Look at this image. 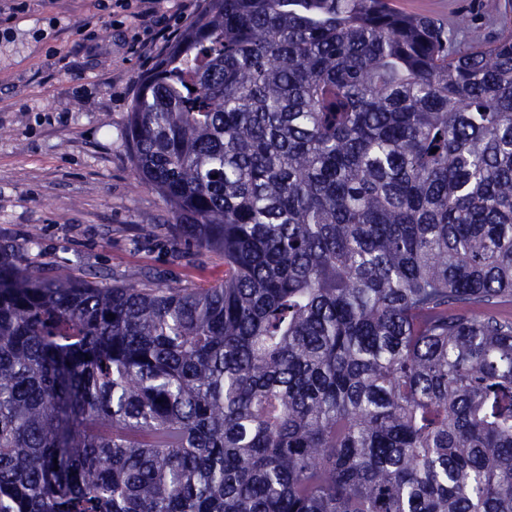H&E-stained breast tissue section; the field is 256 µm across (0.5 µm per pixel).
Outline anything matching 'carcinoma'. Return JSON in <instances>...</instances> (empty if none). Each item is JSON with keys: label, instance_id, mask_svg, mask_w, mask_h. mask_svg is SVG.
Returning <instances> with one entry per match:
<instances>
[{"label": "carcinoma", "instance_id": "obj_1", "mask_svg": "<svg viewBox=\"0 0 512 512\" xmlns=\"http://www.w3.org/2000/svg\"><path fill=\"white\" fill-rule=\"evenodd\" d=\"M205 2L125 140L224 279L0 245V512H512V31Z\"/></svg>", "mask_w": 512, "mask_h": 512}]
</instances>
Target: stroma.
<instances>
[{
	"label": "stroma",
	"mask_w": 512,
	"mask_h": 512,
	"mask_svg": "<svg viewBox=\"0 0 512 512\" xmlns=\"http://www.w3.org/2000/svg\"><path fill=\"white\" fill-rule=\"evenodd\" d=\"M451 19L470 10L481 37L512 0H394ZM204 0H0V244L29 263L114 281L148 270L178 286L222 280L212 254L177 256L159 195L134 177L124 139L141 76L198 17ZM158 225L142 238L137 228Z\"/></svg>",
	"instance_id": "1"
}]
</instances>
